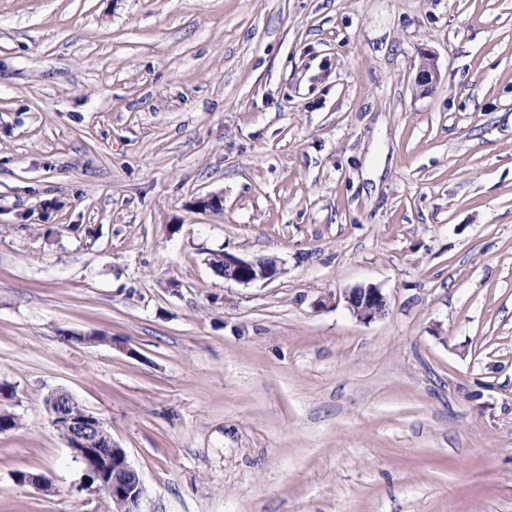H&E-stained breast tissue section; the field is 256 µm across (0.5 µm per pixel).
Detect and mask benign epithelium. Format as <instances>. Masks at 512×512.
Instances as JSON below:
<instances>
[{
  "mask_svg": "<svg viewBox=\"0 0 512 512\" xmlns=\"http://www.w3.org/2000/svg\"><path fill=\"white\" fill-rule=\"evenodd\" d=\"M439 80L433 59L422 57L415 81L431 87ZM224 263V280L249 285L262 280H273L283 273L280 260L275 257L241 258L226 251H213L208 264ZM349 312L360 322L369 323L384 316L388 310L386 297L375 286H359L345 296ZM46 406L54 428L67 433L65 441L74 457L93 471L99 479L97 490L127 505V512H138L141 501L139 486L142 480L127 460V454L109 435L104 420L79 405L68 393L55 391L46 398Z\"/></svg>",
  "mask_w": 512,
  "mask_h": 512,
  "instance_id": "7a95c632",
  "label": "benign epithelium"
}]
</instances>
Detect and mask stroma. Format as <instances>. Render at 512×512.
Masks as SVG:
<instances>
[{"label": "stroma", "instance_id": "obj_1", "mask_svg": "<svg viewBox=\"0 0 512 512\" xmlns=\"http://www.w3.org/2000/svg\"><path fill=\"white\" fill-rule=\"evenodd\" d=\"M0 384V512H112L55 390L140 512H512V0H0ZM213 260L224 263V280L249 285L262 280H273L283 273L280 260L275 257L241 258L226 251L209 252L208 264ZM345 300L349 312L363 323L381 318L388 310L386 297L380 288L372 285L353 288ZM46 406L55 429L65 430L64 438L74 457L85 465V474L90 480L88 488L102 491L127 505L128 512H138L141 501L139 489L143 484L137 471L127 460L124 448H120L109 435L104 420L97 414L79 405L64 391L51 392L46 398ZM104 445V446H103ZM99 448L112 451V468L109 456ZM138 485V488L136 487Z\"/></svg>", "mask_w": 512, "mask_h": 512}]
</instances>
